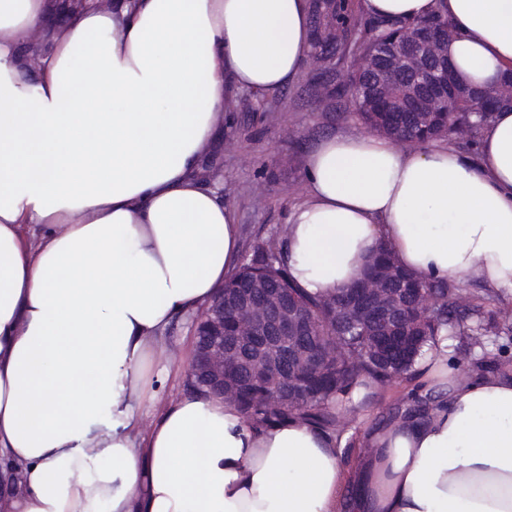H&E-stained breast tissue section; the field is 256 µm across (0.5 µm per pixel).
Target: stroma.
<instances>
[{
    "instance_id": "35a3bbf8",
    "label": "stroma",
    "mask_w": 512,
    "mask_h": 512,
    "mask_svg": "<svg viewBox=\"0 0 512 512\" xmlns=\"http://www.w3.org/2000/svg\"><path fill=\"white\" fill-rule=\"evenodd\" d=\"M332 78L327 64L308 59L296 80L276 94L228 90L215 142L201 163L199 176L235 210L242 234L281 239L292 209L306 196L307 161L316 146L331 136L363 133L359 122L341 117L323 95L322 83ZM194 325L190 316L172 328L155 355L153 372L175 371L186 343L194 336ZM407 390L403 383L375 392L368 413L357 415L347 428L351 443L345 467L361 459L368 428Z\"/></svg>"
}]
</instances>
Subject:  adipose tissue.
I'll return each mask as SVG.
<instances>
[{"instance_id": "1", "label": "adipose tissue", "mask_w": 512, "mask_h": 512, "mask_svg": "<svg viewBox=\"0 0 512 512\" xmlns=\"http://www.w3.org/2000/svg\"><path fill=\"white\" fill-rule=\"evenodd\" d=\"M441 10L448 59L479 88L512 77V0H363ZM47 0H0V512H512V375L459 379L447 337L419 367L442 399L347 438L237 405H158L162 336L210 305L240 253L234 210L197 175L226 84L272 94L309 49L308 0H84L38 64ZM477 159L338 135L311 153L288 218L294 282L327 296L388 245L425 278L512 295V107ZM154 408L142 425L144 408Z\"/></svg>"}]
</instances>
